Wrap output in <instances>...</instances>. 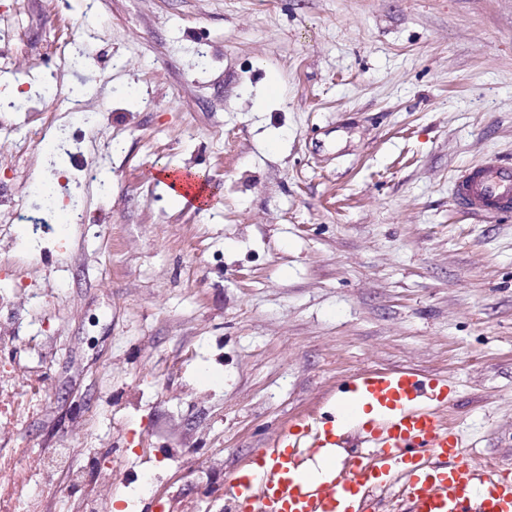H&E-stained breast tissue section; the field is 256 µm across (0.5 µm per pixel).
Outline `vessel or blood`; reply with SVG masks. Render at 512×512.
<instances>
[{
  "instance_id": "vessel-or-blood-1",
  "label": "vessel or blood",
  "mask_w": 512,
  "mask_h": 512,
  "mask_svg": "<svg viewBox=\"0 0 512 512\" xmlns=\"http://www.w3.org/2000/svg\"><path fill=\"white\" fill-rule=\"evenodd\" d=\"M455 196L476 215L512 211V163L496 158L466 168ZM447 379L407 368L354 374L338 389L335 410L285 430L277 447L261 449L260 481L230 474L224 495L236 512H365L371 490L404 479L410 512H512V474L476 466L461 435L441 415L452 400ZM364 419L354 420L355 411ZM360 428L369 450L337 463L315 483L296 464L303 443L339 447L350 428Z\"/></svg>"
}]
</instances>
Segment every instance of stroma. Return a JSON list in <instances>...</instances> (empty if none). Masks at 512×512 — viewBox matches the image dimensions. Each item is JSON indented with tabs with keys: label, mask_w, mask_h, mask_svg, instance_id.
<instances>
[{
	"label": "stroma",
	"mask_w": 512,
	"mask_h": 512,
	"mask_svg": "<svg viewBox=\"0 0 512 512\" xmlns=\"http://www.w3.org/2000/svg\"><path fill=\"white\" fill-rule=\"evenodd\" d=\"M32 93L60 51L71 123L98 182L82 224L13 225L0 292L41 299L0 341L15 387L52 401L32 452L66 446L38 512H209L204 485L250 465L348 377L447 378L470 456L512 469V214L467 213L454 183L512 162V0H0ZM211 58L198 66V45ZM0 112V183L49 187L66 165ZM199 168L207 208L159 169Z\"/></svg>",
	"instance_id": "stroma-1"
}]
</instances>
